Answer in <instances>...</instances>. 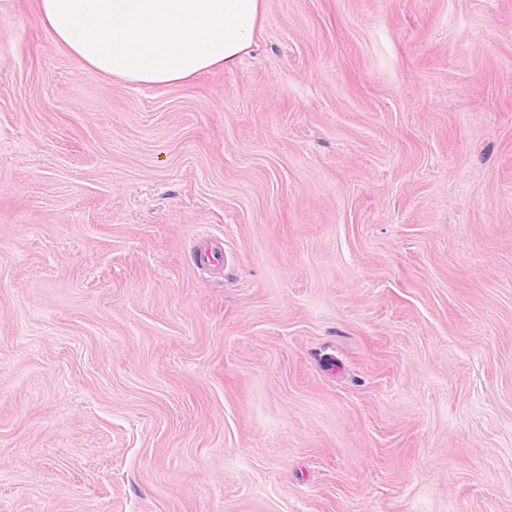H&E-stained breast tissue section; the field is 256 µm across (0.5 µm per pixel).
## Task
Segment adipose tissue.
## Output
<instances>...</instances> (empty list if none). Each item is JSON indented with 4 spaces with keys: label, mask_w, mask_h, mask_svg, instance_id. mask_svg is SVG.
I'll return each mask as SVG.
<instances>
[{
    "label": "adipose tissue",
    "mask_w": 512,
    "mask_h": 512,
    "mask_svg": "<svg viewBox=\"0 0 512 512\" xmlns=\"http://www.w3.org/2000/svg\"><path fill=\"white\" fill-rule=\"evenodd\" d=\"M56 44L114 79L170 85L247 54L261 0H39Z\"/></svg>",
    "instance_id": "obj_1"
}]
</instances>
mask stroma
I'll use <instances>...</instances> for the list:
<instances>
[{
    "label": "stroma",
    "instance_id": "1",
    "mask_svg": "<svg viewBox=\"0 0 512 512\" xmlns=\"http://www.w3.org/2000/svg\"><path fill=\"white\" fill-rule=\"evenodd\" d=\"M0 512H512V0L170 86L0 0Z\"/></svg>",
    "mask_w": 512,
    "mask_h": 512
}]
</instances>
